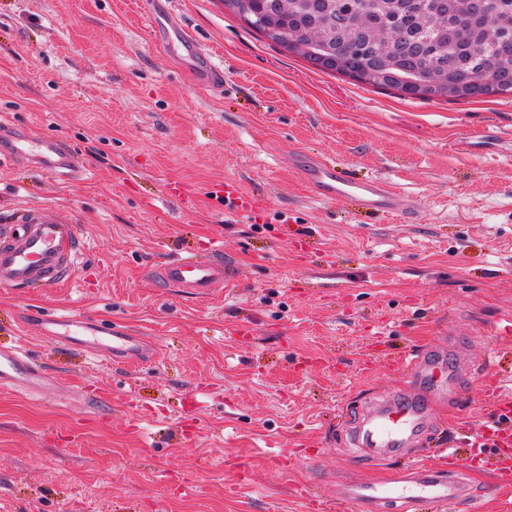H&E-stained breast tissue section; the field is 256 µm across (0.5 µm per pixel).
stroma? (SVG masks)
Here are the masks:
<instances>
[{
  "instance_id": "stroma-1",
  "label": "stroma",
  "mask_w": 512,
  "mask_h": 512,
  "mask_svg": "<svg viewBox=\"0 0 512 512\" xmlns=\"http://www.w3.org/2000/svg\"><path fill=\"white\" fill-rule=\"evenodd\" d=\"M144 0H0V122L57 138L90 175L0 163V212L74 216L90 250L61 285L0 288V344L28 348L55 394L0 390V512H305L304 491L398 481L348 431L413 390L393 358L454 347L462 395L424 447L477 430L512 371V96L410 98L327 74L224 0H161L224 69L196 85L161 51ZM395 183L407 220L315 199L306 155ZM236 182L259 207L224 202ZM221 246L238 292L195 298L149 271ZM73 309L143 330L136 367L43 341L27 314ZM503 348L489 362L487 353Z\"/></svg>"
}]
</instances>
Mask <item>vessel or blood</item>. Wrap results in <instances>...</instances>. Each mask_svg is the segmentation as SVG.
I'll use <instances>...</instances> for the list:
<instances>
[{
	"label": "vessel or blood",
	"instance_id": "1",
	"mask_svg": "<svg viewBox=\"0 0 512 512\" xmlns=\"http://www.w3.org/2000/svg\"><path fill=\"white\" fill-rule=\"evenodd\" d=\"M144 21L153 37L168 50L181 53L185 69L200 84L218 89L224 83V70L205 52L198 41L175 21L159 25L153 9H146ZM0 138L9 147L0 158L15 162L28 160L53 177H73L84 168L54 138L32 131L19 132L0 127ZM300 172L315 195L326 202L356 204L370 214L401 215L415 208L412 197L389 181L359 177L340 169L328 159H306ZM89 249L81 238L76 222L67 214H48L40 206L17 209L0 228V287L51 288L70 277L80 255ZM154 279L164 288H177L194 297L208 296L217 283L234 287V267L225 261L222 250L209 256L187 250L163 261L153 271ZM40 334L46 341L73 348H93L99 356L126 366L143 360L147 344L142 336L128 330L101 328L75 311L32 313ZM409 368L413 392L389 397L370 411L353 433L355 444L373 452L400 453L415 446L429 427V409L437 402L458 399L455 368L446 356L409 354L398 358ZM55 386L54 377L45 369L32 366L28 355L15 345H0V388L28 393H44ZM487 397L495 424L482 425L466 439L469 465L482 468L493 465L495 484L504 490L501 512H512V395L502 394L498 382H490ZM407 479L403 483L353 485L345 501L354 505L376 503L392 498L401 503V512H445L448 505L464 500L466 491L460 479L443 474L428 457L409 456Z\"/></svg>",
	"mask_w": 512,
	"mask_h": 512
}]
</instances>
